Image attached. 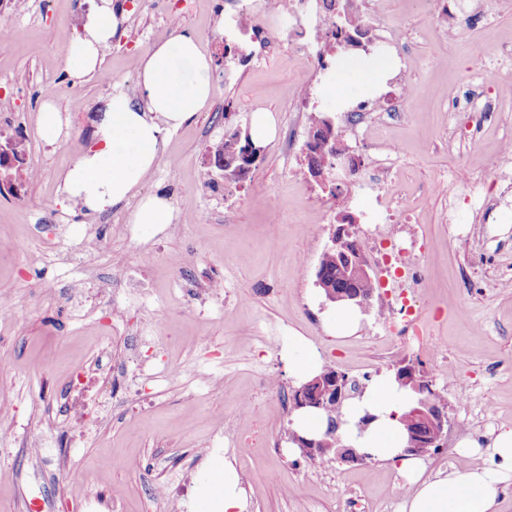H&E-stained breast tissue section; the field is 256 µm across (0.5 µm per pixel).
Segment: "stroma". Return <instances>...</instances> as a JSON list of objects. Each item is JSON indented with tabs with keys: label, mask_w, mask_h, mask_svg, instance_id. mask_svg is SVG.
I'll return each instance as SVG.
<instances>
[{
	"label": "stroma",
	"mask_w": 512,
	"mask_h": 512,
	"mask_svg": "<svg viewBox=\"0 0 512 512\" xmlns=\"http://www.w3.org/2000/svg\"><path fill=\"white\" fill-rule=\"evenodd\" d=\"M95 0H0V25L15 31L0 48V133L23 134L24 161L12 170L19 194L0 193V399L13 407L0 420V512H105L96 496L116 489L115 512H193L209 461L232 460L246 489V512H344L361 498L365 512H401L397 464L327 460L312 466L289 453L292 393L285 354L294 340L360 387L413 362L447 402V441L426 457L428 473L462 472L483 462L492 433L512 427V72L492 96L497 111L453 112L482 56L512 47V0H487V19L460 37L448 22L416 12L411 0H375L364 23L375 44L349 50L368 59L386 44L383 31L412 29L406 57L413 112L404 120L357 121L355 112L391 91L350 84L329 108L343 146L358 157L353 176L328 195L304 172L309 118L290 112L300 82L323 105V72L311 71L280 44L255 60L252 33L229 35V0H113L129 16L103 54L99 77L75 79L65 51ZM193 33L212 59L209 107L166 139L163 159L141 189L168 200L176 220L131 223L137 200L80 215L64 199L58 176L93 142L95 122L112 90L137 96L136 60L148 46ZM245 42L247 58L224 68L226 48ZM53 101L66 122L57 142L43 139L38 114ZM270 113L292 133L279 140L240 182L210 186L211 146L250 133L253 113ZM401 153L389 178L407 201L405 230L422 251L424 288L411 300L413 325L390 334L378 305L362 310L358 330L336 338L324 328L327 303L315 284L318 259L349 216L364 236L381 212L370 170L382 145ZM193 215L190 223L183 214ZM155 252L153 264L141 261ZM187 254L175 277L166 258ZM306 256L298 267V256ZM221 284L219 297L203 285ZM24 308L27 318L4 315ZM159 339L129 362L143 324ZM90 382L72 390V373ZM276 382L269 391L265 378ZM251 393L252 416L238 411ZM173 483L170 499L153 496Z\"/></svg>",
	"instance_id": "35a3bbf8"
}]
</instances>
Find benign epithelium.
<instances>
[{"mask_svg": "<svg viewBox=\"0 0 512 512\" xmlns=\"http://www.w3.org/2000/svg\"><path fill=\"white\" fill-rule=\"evenodd\" d=\"M307 154L317 160V167L313 168L310 176L317 180H325V173L336 174V179L352 174L358 167V160L348 154L342 147L332 124L319 123L311 127L309 138L305 144ZM259 158L254 148L247 145L242 152L235 155L232 162L227 163L222 156H210L209 165L218 176L225 179H237L245 173ZM22 160L20 149L11 142L0 144V167L7 169L10 164ZM333 248L336 249V261L343 264L342 272L346 278L365 282L372 279L373 270L367 262L354 249L350 235L342 233L332 239ZM316 285L325 291V299L331 303H349L360 308L371 305L372 294L358 289H345L333 287L324 282L321 271H316ZM396 379L402 386H409L421 394V398L411 407L404 416L403 422L408 433L407 447L403 453L409 456H421L428 449L440 445L441 440L448 432V414L445 408L435 406L430 401V391L433 390L432 381L408 363L402 370L396 372ZM349 384L351 380L342 372L315 376L312 380L295 389L293 400L297 409L312 407L323 409L329 403L351 395ZM295 442L304 456L319 455L327 451L328 441L308 440L297 434H292Z\"/></svg>", "mask_w": 512, "mask_h": 512, "instance_id": "7a95c632", "label": "benign epithelium"}]
</instances>
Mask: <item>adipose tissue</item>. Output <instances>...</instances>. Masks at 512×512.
Returning a JSON list of instances; mask_svg holds the SVG:
<instances>
[{
    "label": "adipose tissue",
    "mask_w": 512,
    "mask_h": 512,
    "mask_svg": "<svg viewBox=\"0 0 512 512\" xmlns=\"http://www.w3.org/2000/svg\"><path fill=\"white\" fill-rule=\"evenodd\" d=\"M119 25L112 0H99L83 18L80 38L66 51L68 74L79 79L99 72L102 54ZM211 70L210 57L192 34L181 32L147 48L138 62L140 102H133L125 92H112L96 122L94 148L78 156L62 175V190L70 205L99 212L135 195L159 167L167 135L210 104ZM388 70V60L380 56L358 67L349 58H339L323 93L332 101L344 99L350 81L375 87L385 81ZM410 398V390L399 387L392 376L373 380L364 396L344 409L345 443L371 458L399 461L402 476L413 487L403 512H499L498 487L512 479V429L492 439L487 464L460 474L429 477L423 457L403 453L406 435L398 417ZM367 412L374 414V421L365 431H357L354 420ZM200 501V512H245V491L230 462H212Z\"/></svg>",
    "instance_id": "ef3b65f1"
}]
</instances>
